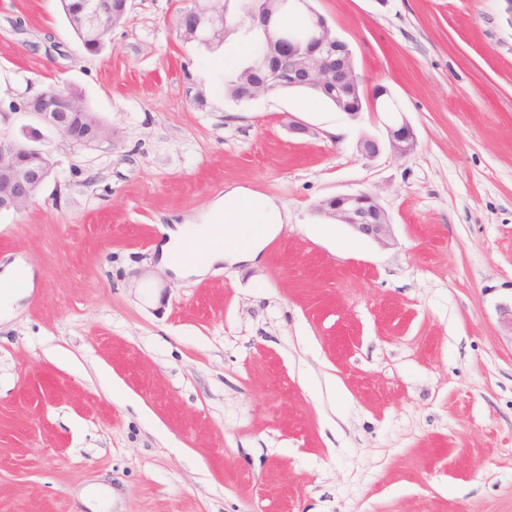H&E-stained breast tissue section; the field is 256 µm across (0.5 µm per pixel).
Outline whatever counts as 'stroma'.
<instances>
[{"instance_id": "1", "label": "stroma", "mask_w": 512, "mask_h": 512, "mask_svg": "<svg viewBox=\"0 0 512 512\" xmlns=\"http://www.w3.org/2000/svg\"><path fill=\"white\" fill-rule=\"evenodd\" d=\"M392 112L227 97L182 0H130L88 52L59 0H0V133L75 90L112 135L43 144L54 173L0 215L34 286L0 324V512H512V19L500 0H312ZM306 125L291 132L289 119ZM408 122L417 145L370 160ZM271 199L257 261L182 279L164 224ZM372 193L389 244L315 215Z\"/></svg>"}]
</instances>
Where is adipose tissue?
<instances>
[{"instance_id": "ef3b65f1", "label": "adipose tissue", "mask_w": 512, "mask_h": 512, "mask_svg": "<svg viewBox=\"0 0 512 512\" xmlns=\"http://www.w3.org/2000/svg\"><path fill=\"white\" fill-rule=\"evenodd\" d=\"M278 223L276 206L268 200H249L241 192L224 196V221L220 224H176L166 227V240L160 260L177 273L203 276L228 260L254 259L266 241L275 234ZM202 247L189 259L179 253L187 240Z\"/></svg>"}]
</instances>
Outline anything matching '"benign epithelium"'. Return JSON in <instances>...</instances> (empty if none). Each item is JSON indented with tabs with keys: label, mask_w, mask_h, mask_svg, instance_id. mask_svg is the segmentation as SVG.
Wrapping results in <instances>:
<instances>
[{
	"label": "benign epithelium",
	"mask_w": 512,
	"mask_h": 512,
	"mask_svg": "<svg viewBox=\"0 0 512 512\" xmlns=\"http://www.w3.org/2000/svg\"><path fill=\"white\" fill-rule=\"evenodd\" d=\"M114 3L116 0H81L79 6L68 11L69 21L88 35L87 50L98 51L112 31V22L121 21L127 2L123 0L118 8ZM285 9L309 15L308 37L290 36L272 26L275 14ZM247 18L266 31V39L257 49L258 58L266 60L288 53V79L300 87L336 92V110L346 111V97L358 91L363 80L356 71L349 46L310 5V0H257L255 10ZM226 24L227 8L221 5V0H193L181 14L177 33L182 40L193 42L206 34L223 33ZM280 79L279 70L270 68L265 79L258 82L250 69L239 76V83L247 90V99L253 100L268 93ZM83 109L81 99L47 89L24 102L25 113L37 127L20 136L0 137V214L27 208L51 176L54 163L50 153L42 148L40 129L54 132L78 148L110 140L104 126L76 122ZM388 141L392 151L400 156L409 154L416 146L413 129L405 121L389 129ZM316 212L382 244L391 236L388 214L366 192L330 196L317 205Z\"/></svg>",
	"instance_id": "benign-epithelium-1"
}]
</instances>
